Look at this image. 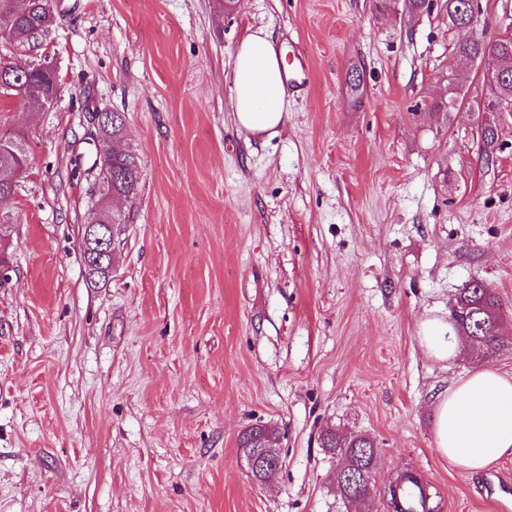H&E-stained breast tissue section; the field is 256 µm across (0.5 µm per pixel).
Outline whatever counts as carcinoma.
<instances>
[{
	"instance_id": "obj_1",
	"label": "carcinoma",
	"mask_w": 512,
	"mask_h": 512,
	"mask_svg": "<svg viewBox=\"0 0 512 512\" xmlns=\"http://www.w3.org/2000/svg\"><path fill=\"white\" fill-rule=\"evenodd\" d=\"M448 26L460 22L471 7L472 0H446ZM57 17L53 0H0V40L16 48L31 49L48 33ZM456 56L463 62H472L483 57H498L512 60V37H502L488 42L480 37L460 41L453 47ZM0 76L7 87H0V100L7 99L16 105L15 111L23 114L32 109H43L45 104L59 98L60 84L55 69H38L30 74L15 73L14 64L0 58ZM104 136V159L111 170L112 180L102 182L98 206L92 218L95 224H123L125 218L112 209L111 196L129 199L135 195L141 179V170L134 154L112 152V142L119 141L125 132V117L112 113V122L101 128ZM486 158L493 157L499 140L498 127L490 122L480 131ZM28 167L26 137L19 127L0 124V173L8 178L0 179V201L12 196L18 179ZM502 317V304L494 288L480 279L470 281L456 297L450 326L453 333L465 329L474 338V351L478 357L491 360L500 353L512 349V336L499 332L497 320ZM263 438L267 446H278L279 435L260 424L245 430L239 439V448L245 449L252 439ZM322 446L342 457L333 479L341 495L351 502L366 504V493L372 484L373 469L378 455L375 442L363 435L340 438L335 430L328 428L321 435ZM401 472L385 491L383 498L391 512L402 509L396 488L408 476Z\"/></svg>"
}]
</instances>
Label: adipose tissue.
Listing matches in <instances>:
<instances>
[{
	"label": "adipose tissue",
	"mask_w": 512,
	"mask_h": 512,
	"mask_svg": "<svg viewBox=\"0 0 512 512\" xmlns=\"http://www.w3.org/2000/svg\"><path fill=\"white\" fill-rule=\"evenodd\" d=\"M285 54L267 36L251 33L240 43L229 76L235 122L251 132L283 124ZM419 345L431 358L458 357L462 344L440 318L422 320ZM434 443L437 452L473 474L512 453V377L493 368L468 373L437 396Z\"/></svg>",
	"instance_id": "obj_1"
}]
</instances>
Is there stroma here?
Returning <instances> with one entry per match:
<instances>
[{"mask_svg": "<svg viewBox=\"0 0 512 512\" xmlns=\"http://www.w3.org/2000/svg\"><path fill=\"white\" fill-rule=\"evenodd\" d=\"M43 50L54 107L0 202V512H383L346 501L320 434H363L373 483L417 469L438 512H512V455L480 474L434 447L439 392L484 363L427 357L418 329L480 279L512 334V112L452 53L444 0H60ZM263 31L305 54L309 95L273 135L240 130L228 76ZM456 71L457 108L429 112ZM361 84L351 91L349 78ZM124 113L142 170L112 274L80 252L96 195L88 112ZM504 144L485 164L480 128ZM261 424L281 467L239 451Z\"/></svg>", "mask_w": 512, "mask_h": 512, "instance_id": "stroma-1", "label": "stroma"}]
</instances>
